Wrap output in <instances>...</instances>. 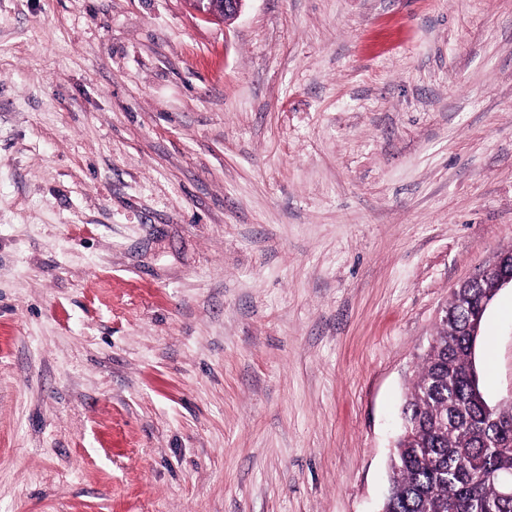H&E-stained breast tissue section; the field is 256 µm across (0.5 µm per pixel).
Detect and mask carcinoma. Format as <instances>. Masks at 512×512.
I'll return each instance as SVG.
<instances>
[{
    "mask_svg": "<svg viewBox=\"0 0 512 512\" xmlns=\"http://www.w3.org/2000/svg\"><path fill=\"white\" fill-rule=\"evenodd\" d=\"M493 278L457 288L403 409L382 512H512L491 474L512 476V401L480 389L469 336Z\"/></svg>",
    "mask_w": 512,
    "mask_h": 512,
    "instance_id": "carcinoma-1",
    "label": "carcinoma"
}]
</instances>
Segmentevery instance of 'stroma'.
<instances>
[{"label": "stroma", "mask_w": 512, "mask_h": 512, "mask_svg": "<svg viewBox=\"0 0 512 512\" xmlns=\"http://www.w3.org/2000/svg\"><path fill=\"white\" fill-rule=\"evenodd\" d=\"M509 248L512 0H0V512H379ZM196 4L194 9L205 20L221 18L232 21L240 14L245 0H189Z\"/></svg>", "instance_id": "stroma-1"}]
</instances>
